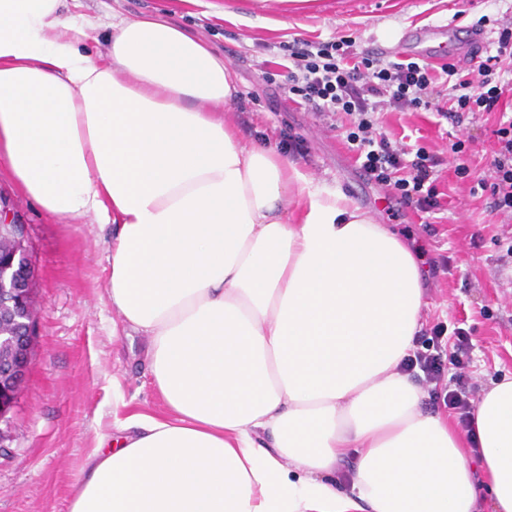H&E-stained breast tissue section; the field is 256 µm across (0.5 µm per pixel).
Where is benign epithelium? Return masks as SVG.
Returning <instances> with one entry per match:
<instances>
[{
  "label": "benign epithelium",
  "instance_id": "1",
  "mask_svg": "<svg viewBox=\"0 0 512 512\" xmlns=\"http://www.w3.org/2000/svg\"><path fill=\"white\" fill-rule=\"evenodd\" d=\"M0 420L15 408L35 356L36 273L27 224L0 194Z\"/></svg>",
  "mask_w": 512,
  "mask_h": 512
}]
</instances>
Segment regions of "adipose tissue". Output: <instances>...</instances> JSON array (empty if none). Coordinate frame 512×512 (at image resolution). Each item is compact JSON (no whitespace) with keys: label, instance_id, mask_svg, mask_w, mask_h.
I'll use <instances>...</instances> for the list:
<instances>
[{"label":"adipose tissue","instance_id":"adipose-tissue-1","mask_svg":"<svg viewBox=\"0 0 512 512\" xmlns=\"http://www.w3.org/2000/svg\"><path fill=\"white\" fill-rule=\"evenodd\" d=\"M0 0V162L54 223L111 226L106 292L170 414L102 434L68 512H512V376L467 431L403 366L419 260L242 141L222 56L158 14Z\"/></svg>","mask_w":512,"mask_h":512}]
</instances>
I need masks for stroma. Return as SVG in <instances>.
I'll list each match as a JSON object with an SVG mask.
<instances>
[{
  "label": "stroma",
  "mask_w": 512,
  "mask_h": 512,
  "mask_svg": "<svg viewBox=\"0 0 512 512\" xmlns=\"http://www.w3.org/2000/svg\"><path fill=\"white\" fill-rule=\"evenodd\" d=\"M77 13L107 22L112 14L161 13L223 53L244 106L224 113L243 140L275 148L284 134L301 138L307 152L297 163L313 190L345 192L379 223L391 225L426 259L428 306L418 339L430 344L435 325L449 333L440 343L450 354L451 330L469 333L464 369L448 368L443 386L464 385L478 395L492 380L512 374V219L490 215L487 197H474L454 174L455 138L472 141L471 167L487 172L494 115L479 114L452 126L433 112L378 113L391 138L422 143L438 153L443 209L437 223L420 216L361 172L346 143L349 120H320L285 99H272L265 70L276 69L279 45L348 36L358 48L384 52L411 26L466 30L484 15L512 22V0H77ZM8 195L29 226L37 269L39 336L32 368L12 413L0 420V512H68L72 490L100 434L138 412L169 411L151 385L144 337L113 334L118 320L105 288L106 246L111 231L91 218L56 224L0 171ZM125 407L114 408L113 388Z\"/></svg>",
  "instance_id": "obj_1"
}]
</instances>
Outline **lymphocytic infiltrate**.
Returning a JSON list of instances; mask_svg holds the SVG:
<instances>
[{"label":"lymphocytic infiltrate","instance_id":"1","mask_svg":"<svg viewBox=\"0 0 512 512\" xmlns=\"http://www.w3.org/2000/svg\"><path fill=\"white\" fill-rule=\"evenodd\" d=\"M281 96L319 117H352L346 139L365 176L391 189L405 205L430 213L439 210V160L426 146H397L380 131L377 112L385 108L438 112L452 123L468 114L497 113L494 151L488 174L471 177L464 139L452 142L459 178H472L490 198L494 215L512 218V116L498 114L505 93H512V28H497L492 50L464 70L446 63L434 68L408 59H387L357 50L348 37L290 47L282 78L266 75Z\"/></svg>","mask_w":512,"mask_h":512}]
</instances>
